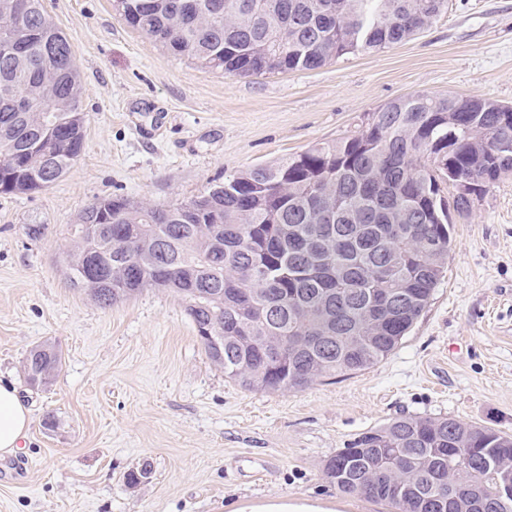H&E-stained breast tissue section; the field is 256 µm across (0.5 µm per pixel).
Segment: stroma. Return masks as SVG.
<instances>
[{"label":"stroma","instance_id":"obj_1","mask_svg":"<svg viewBox=\"0 0 512 512\" xmlns=\"http://www.w3.org/2000/svg\"><path fill=\"white\" fill-rule=\"evenodd\" d=\"M44 7L72 40L85 150L49 188L0 196V376L32 410L19 451L0 458V512H239L284 498L393 512L338 492L326 461L400 416L512 433V175L453 214L448 268L401 344L369 369L302 390L226 377L174 293L147 288L103 308L71 287L62 262L96 198L182 201L351 135L416 92L512 106V0H449L406 42L257 77L172 55L127 26L112 0ZM31 224L41 235L28 236ZM44 341L62 366L34 388L23 360ZM144 465L149 480L129 487L127 472Z\"/></svg>","mask_w":512,"mask_h":512}]
</instances>
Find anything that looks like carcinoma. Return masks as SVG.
Masks as SVG:
<instances>
[{
  "instance_id": "carcinoma-1",
  "label": "carcinoma",
  "mask_w": 512,
  "mask_h": 512,
  "mask_svg": "<svg viewBox=\"0 0 512 512\" xmlns=\"http://www.w3.org/2000/svg\"><path fill=\"white\" fill-rule=\"evenodd\" d=\"M448 0H122L135 30L229 76L310 71L430 27ZM0 193L60 179L85 148L71 38L43 0H0ZM512 173V106L416 93L319 142L168 206L96 199L63 258L102 307L144 288L184 305L211 361L249 388L301 390L388 357L428 307L451 250L450 211ZM464 180L470 197L448 201ZM51 342L24 361L47 385ZM325 475L395 512H512L489 487L512 479V435L453 418L400 417L340 449Z\"/></svg>"
}]
</instances>
